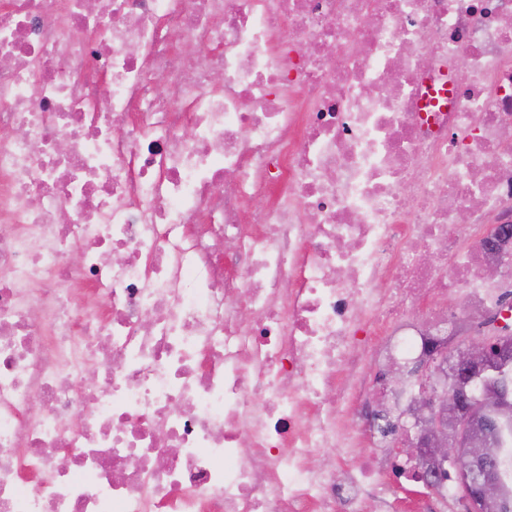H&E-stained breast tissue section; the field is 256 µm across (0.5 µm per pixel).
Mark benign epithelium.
I'll return each mask as SVG.
<instances>
[{"label":"benign epithelium","mask_w":512,"mask_h":512,"mask_svg":"<svg viewBox=\"0 0 512 512\" xmlns=\"http://www.w3.org/2000/svg\"><path fill=\"white\" fill-rule=\"evenodd\" d=\"M511 359V338L470 336L456 329L433 346L428 357L410 367L393 363L380 375L393 387L414 389L409 408L397 410L391 422L396 434L394 452L418 464L432 463L423 479L427 490L447 482L448 468L457 469L463 475L458 492L470 512H480L499 489L493 454L477 443L475 430L486 422L492 404L502 410L512 408L500 393L477 381L490 366ZM450 421L455 431L451 440Z\"/></svg>","instance_id":"obj_1"}]
</instances>
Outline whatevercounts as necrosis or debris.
<instances>
[{"instance_id":"4bbe7bcc","label":"necrosis or debris","mask_w":512,"mask_h":512,"mask_svg":"<svg viewBox=\"0 0 512 512\" xmlns=\"http://www.w3.org/2000/svg\"><path fill=\"white\" fill-rule=\"evenodd\" d=\"M510 137L512 0H0V512H359L369 338L512 327Z\"/></svg>"}]
</instances>
